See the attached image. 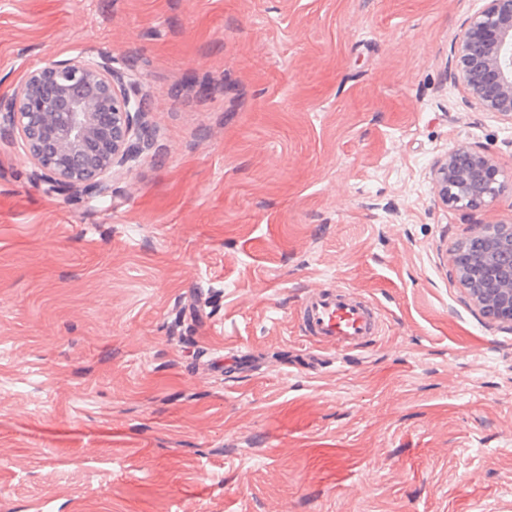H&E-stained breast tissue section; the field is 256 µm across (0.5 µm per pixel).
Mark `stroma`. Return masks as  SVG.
I'll return each instance as SVG.
<instances>
[{"label":"stroma","mask_w":512,"mask_h":512,"mask_svg":"<svg viewBox=\"0 0 512 512\" xmlns=\"http://www.w3.org/2000/svg\"><path fill=\"white\" fill-rule=\"evenodd\" d=\"M482 0H0V98L134 66L152 149L65 200L0 137V512H512V330L450 256L512 219V123L451 61ZM466 143L509 176L453 209ZM341 285L381 337L311 344ZM504 176L493 157L459 144L431 167L430 179L439 199L449 207L472 209L495 199Z\"/></svg>","instance_id":"35a3bbf8"}]
</instances>
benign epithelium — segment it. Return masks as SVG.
<instances>
[{"mask_svg":"<svg viewBox=\"0 0 512 512\" xmlns=\"http://www.w3.org/2000/svg\"><path fill=\"white\" fill-rule=\"evenodd\" d=\"M455 75L469 105L512 123V0H484L458 41ZM140 76L104 56L79 53L28 70L0 102V135L20 141L34 175L66 198L106 197L120 171H130L150 146ZM493 157L459 144L431 167L447 206L472 209L503 188ZM483 246L460 245L451 264L483 314L512 329V224L478 225Z\"/></svg>","mask_w":512,"mask_h":512,"instance_id":"7a95c632","label":"benign epithelium"}]
</instances>
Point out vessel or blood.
Here are the masks:
<instances>
[{"mask_svg": "<svg viewBox=\"0 0 512 512\" xmlns=\"http://www.w3.org/2000/svg\"><path fill=\"white\" fill-rule=\"evenodd\" d=\"M302 321L314 343L341 351L359 349L380 334L376 308L368 301L351 298L341 286L306 297Z\"/></svg>", "mask_w": 512, "mask_h": 512, "instance_id": "obj_1", "label": "vessel or blood"}]
</instances>
